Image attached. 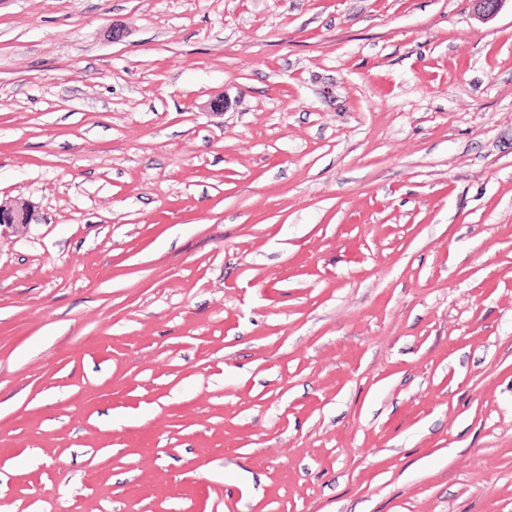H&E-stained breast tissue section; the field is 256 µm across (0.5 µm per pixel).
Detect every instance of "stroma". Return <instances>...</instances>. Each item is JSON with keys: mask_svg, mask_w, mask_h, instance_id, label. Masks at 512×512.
Returning a JSON list of instances; mask_svg holds the SVG:
<instances>
[{"mask_svg": "<svg viewBox=\"0 0 512 512\" xmlns=\"http://www.w3.org/2000/svg\"><path fill=\"white\" fill-rule=\"evenodd\" d=\"M17 199L0 512H512V0H0Z\"/></svg>", "mask_w": 512, "mask_h": 512, "instance_id": "35a3bbf8", "label": "stroma"}]
</instances>
